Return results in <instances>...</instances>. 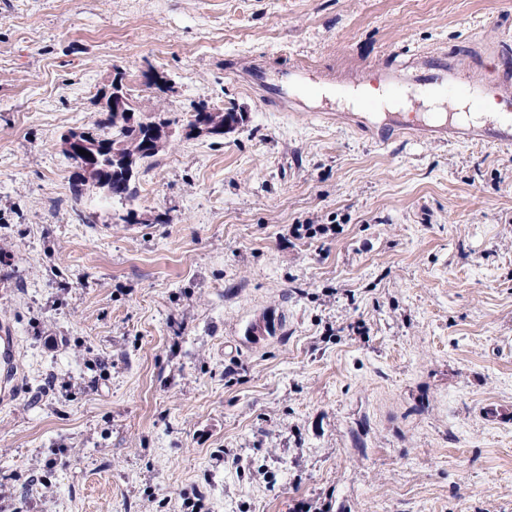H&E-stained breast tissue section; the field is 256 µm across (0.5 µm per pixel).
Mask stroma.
Here are the masks:
<instances>
[{"instance_id": "obj_1", "label": "stroma", "mask_w": 512, "mask_h": 512, "mask_svg": "<svg viewBox=\"0 0 512 512\" xmlns=\"http://www.w3.org/2000/svg\"><path fill=\"white\" fill-rule=\"evenodd\" d=\"M504 44L512 0H0V512H512V148L250 81ZM117 70L245 120L77 204L60 137ZM1 345V361H2V373H1V392L4 397L6 393L8 395L12 391V388L7 390L8 383L12 380V367L14 357V336H10L6 330H1L0 336Z\"/></svg>"}]
</instances>
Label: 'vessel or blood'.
<instances>
[{
	"instance_id": "b4317fda",
	"label": "vessel or blood",
	"mask_w": 512,
	"mask_h": 512,
	"mask_svg": "<svg viewBox=\"0 0 512 512\" xmlns=\"http://www.w3.org/2000/svg\"><path fill=\"white\" fill-rule=\"evenodd\" d=\"M469 67L482 71V80L467 79L465 66L448 55L420 54L405 64L377 69L371 74L369 83L392 99L413 93L427 98L463 99L477 111L490 105L498 111L494 122L476 125L467 118L452 116L440 123L425 112H394L379 125L378 141L386 144L417 131L431 135L452 132L481 142L511 147L512 54L499 50L478 54L471 59ZM13 357V336L6 332L0 334L2 383H9L12 379Z\"/></svg>"
}]
</instances>
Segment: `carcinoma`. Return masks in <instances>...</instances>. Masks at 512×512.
<instances>
[{"mask_svg":"<svg viewBox=\"0 0 512 512\" xmlns=\"http://www.w3.org/2000/svg\"><path fill=\"white\" fill-rule=\"evenodd\" d=\"M209 121L228 133L244 122V116L240 112L227 111L209 115ZM170 124V120L157 116L133 118L127 112L112 111L106 102L100 103L94 130L84 132V136L90 145L104 144L108 150L98 155L93 169H85L86 161L71 150L67 135L61 136L64 152L76 168L72 178L74 201L81 200L87 185L110 193L114 199L133 198L138 169L164 149L160 145L159 130Z\"/></svg>","mask_w":512,"mask_h":512,"instance_id":"obj_1","label":"carcinoma"}]
</instances>
